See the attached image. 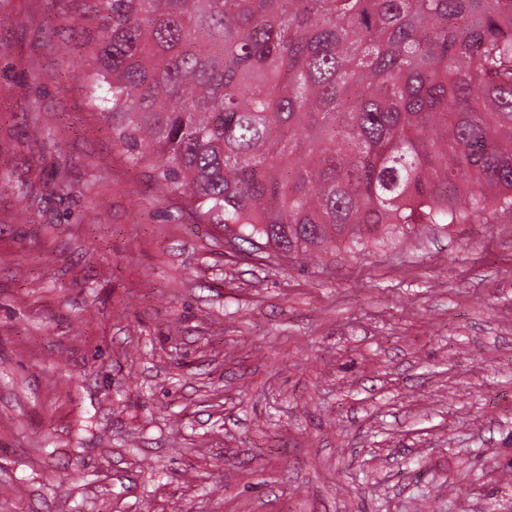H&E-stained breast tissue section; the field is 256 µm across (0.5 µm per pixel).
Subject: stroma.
<instances>
[{"label":"stroma","instance_id":"35a3bbf8","mask_svg":"<svg viewBox=\"0 0 512 512\" xmlns=\"http://www.w3.org/2000/svg\"><path fill=\"white\" fill-rule=\"evenodd\" d=\"M1 12L0 512H512V222L234 253L113 144L82 0Z\"/></svg>","mask_w":512,"mask_h":512}]
</instances>
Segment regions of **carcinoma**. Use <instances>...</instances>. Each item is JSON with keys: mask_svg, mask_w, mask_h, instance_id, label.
I'll return each mask as SVG.
<instances>
[{"mask_svg": "<svg viewBox=\"0 0 512 512\" xmlns=\"http://www.w3.org/2000/svg\"><path fill=\"white\" fill-rule=\"evenodd\" d=\"M128 162L278 255L512 220V0H87Z\"/></svg>", "mask_w": 512, "mask_h": 512, "instance_id": "carcinoma-1", "label": "carcinoma"}]
</instances>
